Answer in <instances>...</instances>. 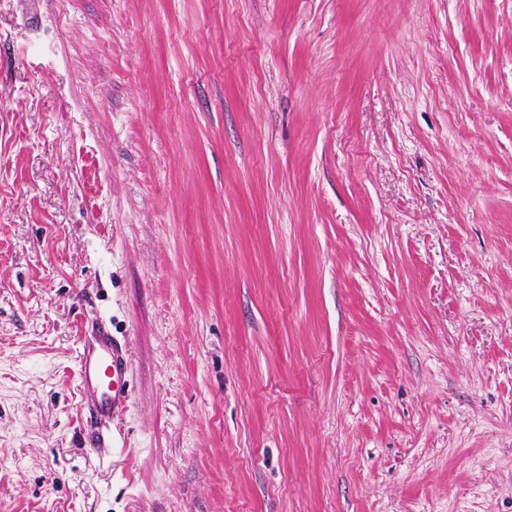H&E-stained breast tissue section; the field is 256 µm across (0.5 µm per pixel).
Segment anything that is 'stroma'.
Here are the masks:
<instances>
[{
  "instance_id": "1",
  "label": "stroma",
  "mask_w": 512,
  "mask_h": 512,
  "mask_svg": "<svg viewBox=\"0 0 512 512\" xmlns=\"http://www.w3.org/2000/svg\"><path fill=\"white\" fill-rule=\"evenodd\" d=\"M0 512H512V0H0ZM128 362L124 347L102 324L90 336H79L77 373L83 394L92 398V414L101 422L126 415L131 405Z\"/></svg>"
}]
</instances>
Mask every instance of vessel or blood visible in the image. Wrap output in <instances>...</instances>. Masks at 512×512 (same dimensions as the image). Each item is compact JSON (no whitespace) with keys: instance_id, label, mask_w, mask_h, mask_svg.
Instances as JSON below:
<instances>
[{"instance_id":"obj_1","label":"vessel or blood","mask_w":512,"mask_h":512,"mask_svg":"<svg viewBox=\"0 0 512 512\" xmlns=\"http://www.w3.org/2000/svg\"><path fill=\"white\" fill-rule=\"evenodd\" d=\"M128 362L124 347L104 325L96 324L90 335L80 337L77 353L79 387L93 402L92 413L100 421L126 415L131 405Z\"/></svg>"}]
</instances>
